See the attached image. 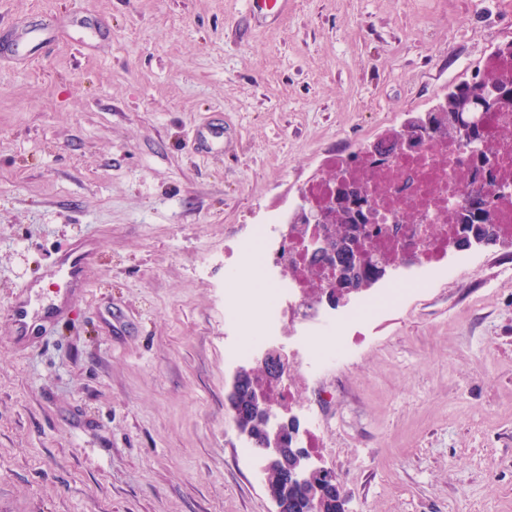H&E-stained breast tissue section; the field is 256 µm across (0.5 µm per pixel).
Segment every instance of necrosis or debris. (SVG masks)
<instances>
[{"label": "necrosis or debris", "instance_id": "obj_1", "mask_svg": "<svg viewBox=\"0 0 512 512\" xmlns=\"http://www.w3.org/2000/svg\"><path fill=\"white\" fill-rule=\"evenodd\" d=\"M403 131L400 125L390 127L371 146L375 163H362L358 173L371 193V220L383 230L372 239L371 252L389 253L400 264L406 251H414L419 274L393 277L363 268V293L344 313H336L335 302L327 300L320 288L327 264L307 250L299 233L290 232L295 217L291 211L275 223L250 225L247 243L239 248L232 266L237 274L255 270L265 289L228 298V308L242 301L252 307L258 332L228 345L226 356L255 360L269 348L287 347L300 378H285L269 384L268 389L275 405L298 402L296 433L302 448L316 447L317 432L324 424L302 396L321 374L351 356L350 334L362 318L385 316L401 306L406 287H428L434 278L455 272L448 262V241L456 236L457 228L441 204L451 192L457 200L465 199L476 158L467 146L432 141L419 150H409L399 140ZM482 138L496 150V174L512 177V119L499 112L488 113ZM420 206L439 208L436 223L410 222L411 212Z\"/></svg>", "mask_w": 512, "mask_h": 512}]
</instances>
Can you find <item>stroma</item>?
Returning <instances> with one entry per match:
<instances>
[{"label":"stroma","instance_id":"obj_1","mask_svg":"<svg viewBox=\"0 0 512 512\" xmlns=\"http://www.w3.org/2000/svg\"><path fill=\"white\" fill-rule=\"evenodd\" d=\"M245 2L0 0V27L112 36L0 63V308L99 250L41 347L0 318V512H272L228 402L237 241L512 40V0H292L268 27ZM448 259L312 395L346 512H512V248Z\"/></svg>","mask_w":512,"mask_h":512}]
</instances>
